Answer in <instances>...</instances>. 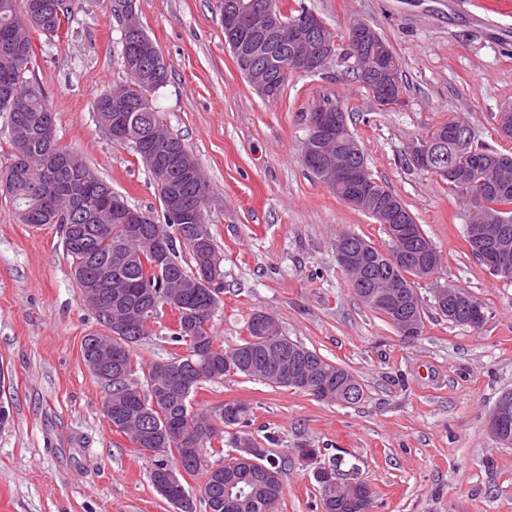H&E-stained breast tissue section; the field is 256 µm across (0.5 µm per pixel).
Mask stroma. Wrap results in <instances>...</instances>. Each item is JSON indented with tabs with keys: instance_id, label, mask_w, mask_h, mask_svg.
Segmentation results:
<instances>
[{
	"instance_id": "stroma-1",
	"label": "stroma",
	"mask_w": 512,
	"mask_h": 512,
	"mask_svg": "<svg viewBox=\"0 0 512 512\" xmlns=\"http://www.w3.org/2000/svg\"><path fill=\"white\" fill-rule=\"evenodd\" d=\"M221 0H135L138 20L169 71L155 95L166 128L182 139L209 184L207 213L224 257L215 336L234 348L258 311L283 335L351 371L365 394L340 406L242 376L205 383L197 408L253 409L247 433L274 436L284 492L278 512H322L299 445L318 449L340 478L363 480L373 512H512V446L489 415L512 390V281L493 275L465 240L470 206L446 181L405 162L409 147L449 120L477 143L512 152L498 132L512 106V0H281L305 4L345 37L373 27L402 64L403 104L381 111L350 62L294 75L264 100L224 43ZM60 146L79 153L130 206L159 213L154 181L133 150L113 142L95 98L123 83L121 28L112 0H72L57 36L30 30ZM340 96L376 179L394 191L442 257L440 280L484 304L473 328L448 321L420 283V336H402L351 288L336 258L341 233L388 247L382 224L336 196L304 164L307 115ZM171 312L153 323L133 358L174 356ZM71 274L57 224L21 223L0 196V512H176L150 480L152 458L105 418L103 385L85 367L84 337L97 330Z\"/></svg>"
}]
</instances>
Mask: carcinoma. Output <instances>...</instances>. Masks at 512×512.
<instances>
[{"label": "carcinoma", "mask_w": 512, "mask_h": 512, "mask_svg": "<svg viewBox=\"0 0 512 512\" xmlns=\"http://www.w3.org/2000/svg\"><path fill=\"white\" fill-rule=\"evenodd\" d=\"M55 0H23V10H18V0H0V48L18 40L30 42L28 27L46 35L55 36L63 25L51 7ZM40 11H34L35 5ZM154 44L153 39L135 21L126 25L123 35L122 62L127 80L94 100L93 110L98 124L112 136V140L139 145L144 132L152 127L163 130L166 138L180 144L182 140L163 129L156 110L154 94L168 82V70L160 50L150 59L143 58V48ZM36 59L28 51L26 61L18 65L0 54V112L8 113L11 163L0 172V192L4 193L18 211L24 224H61L65 227L63 244L70 258L72 274L84 298L96 295L98 304L91 307L98 324L107 327L100 307L114 312L128 313L156 301L158 307L168 304L176 309L187 308L218 311L224 294V265H219L211 275L215 287L197 288L200 273L194 247L186 236V228L194 226L190 219L177 220L170 215L166 189L159 185L157 191L162 219L149 217L142 240H131L125 228L109 213L99 219L92 211H105L112 203V196H105L102 189L110 185L100 179L83 158L72 150L52 141L53 150L67 155V167L54 170V161L47 151V131L54 124V116L45 93L40 86L26 78L34 72ZM126 102L128 136H114L112 129V99ZM21 129L24 141H19L13 131ZM448 175L443 177L457 194H463L462 183L472 196L482 201L480 213L473 216L479 224H505L512 230V153L478 145L469 140L463 145L448 142ZM197 179L180 187L182 209L200 214L202 225L210 228L206 216L209 184L201 168H196ZM374 194L383 201H391L396 208L409 212L405 203L394 193L378 184L372 172H367ZM154 237L164 239L169 246L168 266L158 272L149 254L148 241ZM185 247L193 265H183L178 259V248ZM378 278L397 277L405 281L410 292H416L419 275L413 270L417 262L415 250L409 251V262L399 265L389 263L379 249L372 248ZM266 319L272 327L269 336L284 345L290 342L282 335L276 321L263 312L252 315L247 324L249 338L233 349H226L213 336L211 319L207 327H187L179 320L180 329L170 332L171 341L195 353L193 360L200 364L197 376L179 383L170 375L157 371L160 362L154 361L139 370L134 366L135 345L147 335L148 327L131 326L127 332L112 330L113 336L101 341L99 332L85 336L83 357L98 355L101 345L108 346L110 357L120 361L127 370L126 382L121 385L104 382L107 390L105 413L117 432L141 439L144 432L140 404L153 392L161 396L155 411L158 435L153 447L164 449L162 457L153 460L150 473L152 485L165 499L177 506L179 512H195L196 498L186 488L169 487L160 475L166 470L180 467L189 469L194 476L202 477L199 498L207 512H230L224 508V486L236 480L251 495L236 512H277L283 495L281 480H264L263 472L281 473V463L270 457L268 450L258 445L245 432H227L226 427L249 425L251 408L245 403H230L214 416L207 415L193 406V397L206 382H215L231 375L262 381L269 378L264 369L270 342L253 332L257 319ZM326 373L325 400L336 401V391L344 387V379L354 382L358 378L346 368L330 362L319 353L307 350ZM142 372L143 382L134 378ZM229 443L233 451L223 453L215 445ZM223 459L211 461L215 455ZM323 512H349L342 499H336L322 483H317Z\"/></svg>", "instance_id": "obj_1"}]
</instances>
